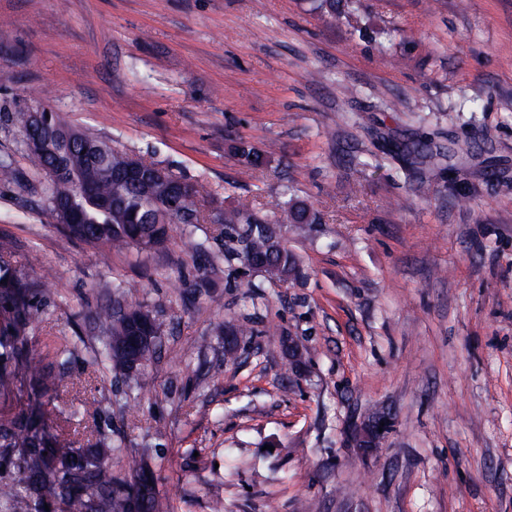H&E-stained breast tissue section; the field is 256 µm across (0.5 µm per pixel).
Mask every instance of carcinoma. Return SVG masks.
<instances>
[{
  "label": "carcinoma",
  "mask_w": 512,
  "mask_h": 512,
  "mask_svg": "<svg viewBox=\"0 0 512 512\" xmlns=\"http://www.w3.org/2000/svg\"><path fill=\"white\" fill-rule=\"evenodd\" d=\"M80 143L71 150V160L78 161L82 144L101 148L103 163L81 168L84 180L96 184L101 194L112 197V211L103 218L87 210L86 230L74 229L71 234L97 245L114 249L133 247L141 243L147 249L162 245L168 238L170 225L183 223L186 216L197 219L202 214L198 190L187 179L167 171L165 183L146 188L129 182L123 170L131 162L149 167L151 163L128 156L98 133L78 130ZM432 139L417 138L404 151L412 163L423 165L439 156L433 151ZM235 153L241 162L256 169L266 161L265 153L245 140L237 141ZM182 182L190 189L178 193L173 184ZM74 199L71 180L63 175L47 189V199ZM291 224H314L317 215L310 206L293 198L278 202L265 210L228 205L218 223L224 225V238L235 241L238 247L225 258L266 280L286 282L301 275L297 255L288 249L281 233L280 213ZM33 284L23 271L0 254V308L9 310L12 318L0 329V394L17 387L19 379L26 380L31 407L25 412H0V455L10 456L23 475L22 489L0 484V508L6 512H132L136 500H141L138 512H161L160 501L152 478L145 475L142 458L122 454L123 442L98 439L88 448H74L50 438L43 419L42 399L58 394L63 387L65 371L61 369L70 352L68 345L54 347L56 364H46L30 355L27 328L39 317V309L30 298ZM124 312L110 304L95 310V319L107 332L101 350L103 363L139 380L142 372L129 366L126 350L127 326ZM122 455L126 469L137 480L126 482L112 474V456Z\"/></svg>",
  "instance_id": "carcinoma-1"
}]
</instances>
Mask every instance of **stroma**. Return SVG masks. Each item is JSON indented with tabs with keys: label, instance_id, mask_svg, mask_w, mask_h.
<instances>
[{
	"label": "stroma",
	"instance_id": "35a3bbf8",
	"mask_svg": "<svg viewBox=\"0 0 512 512\" xmlns=\"http://www.w3.org/2000/svg\"><path fill=\"white\" fill-rule=\"evenodd\" d=\"M319 3L0 0V251L34 283L32 356L70 347L46 428L122 440L166 512H512V0H351L337 21ZM39 104L184 176L211 215L304 200L319 223L283 227L302 277L252 287L214 224L150 251L68 236L11 121ZM423 134L474 144L440 195L387 150ZM115 300L163 323L132 389L99 359L92 313ZM229 322L249 329L231 360ZM376 413L367 455L349 427Z\"/></svg>",
	"mask_w": 512,
	"mask_h": 512
}]
</instances>
